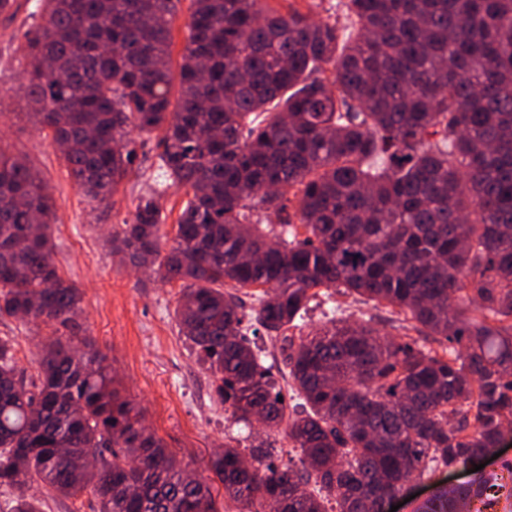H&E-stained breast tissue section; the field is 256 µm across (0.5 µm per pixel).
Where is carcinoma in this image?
<instances>
[{
  "instance_id": "obj_1",
  "label": "carcinoma",
  "mask_w": 512,
  "mask_h": 512,
  "mask_svg": "<svg viewBox=\"0 0 512 512\" xmlns=\"http://www.w3.org/2000/svg\"><path fill=\"white\" fill-rule=\"evenodd\" d=\"M40 2L30 119L103 206L133 170L125 128L164 130L159 168L189 196L173 246L161 255L147 194L112 252L183 282L179 330L219 399L238 424L285 429L298 457L277 466L262 443L224 444L211 463L224 512H379L412 479L495 453L512 423V0H344L345 38L266 0H190L176 64L174 0ZM54 204L0 147V314L53 326L29 376L0 339L12 512H42L39 482L91 488L99 512H218L112 387L107 356L74 343L82 294L55 263ZM256 205L280 223L261 231ZM332 288L392 308L405 334L333 318L291 333ZM261 331L290 405L251 340ZM503 497L512 485L479 470L416 512H486Z\"/></svg>"
}]
</instances>
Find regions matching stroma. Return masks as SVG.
<instances>
[{"label":"stroma","instance_id":"35a3bbf8","mask_svg":"<svg viewBox=\"0 0 512 512\" xmlns=\"http://www.w3.org/2000/svg\"><path fill=\"white\" fill-rule=\"evenodd\" d=\"M37 3L15 0L13 15L0 14V144L25 158L55 199L50 220L55 260L63 278L83 292L82 337L107 355L115 388L141 409L148 429L192 474L210 478L213 456L233 438L244 447L264 440L287 447L284 434L270 436L263 427L235 424L230 408L218 399L215 379L179 333L175 310L181 281L162 280L109 252L113 226L132 221L140 194L155 193L161 221L169 226L176 224L187 200L184 190L164 183L158 166L160 132H130L134 170L111 204L99 207L70 176L50 132L27 116L21 80L24 34L40 20ZM334 315L351 321L372 317L379 329L390 328L388 308L375 309L336 293L312 304L308 330L322 328ZM48 331V326L0 315V338L15 344L26 372H33L40 359Z\"/></svg>","mask_w":512,"mask_h":512}]
</instances>
